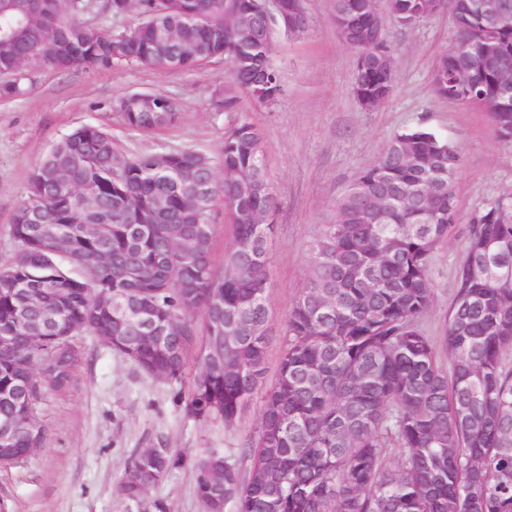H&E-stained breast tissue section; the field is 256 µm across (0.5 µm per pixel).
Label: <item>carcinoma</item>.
Returning a JSON list of instances; mask_svg holds the SVG:
<instances>
[{
    "mask_svg": "<svg viewBox=\"0 0 512 512\" xmlns=\"http://www.w3.org/2000/svg\"><path fill=\"white\" fill-rule=\"evenodd\" d=\"M17 2L0 15V74L23 77L20 62L43 47L50 55L42 69L58 72L124 64L191 70L221 57L232 68L216 109L239 111L241 92L269 104L282 91L264 40L238 24L255 0H109L111 15L136 14L119 33L82 22L86 0ZM440 11L450 13L454 34L432 72L436 94L495 99L512 72V27L488 38L467 0L390 3L403 24ZM333 22L357 53L356 99L387 101L392 41L363 37L373 21L360 0H335ZM120 116L149 131L178 114L155 94L149 109ZM490 118L511 146L512 101ZM159 155L179 177L155 168ZM220 156V180L196 149L120 158L106 129L85 125L32 171L9 226L15 252L0 263V336L14 341L0 356V424L10 425L0 465L43 447L37 401L44 387L69 384L79 358L73 338L89 332L153 378L182 380L195 354L185 410L228 430L260 396L245 467L215 450L193 462L206 512L229 503L235 512H512V279L477 270L492 256L512 262V192L476 210L444 333L427 336L419 318L432 302L435 255L455 228L454 182L436 188L423 214L398 205L377 214L368 195H397L443 171L454 176L460 152L422 127L395 134L319 226L306 283L283 325L277 376L266 385L273 225L252 216L272 213L277 202L261 132L239 120ZM218 199L235 205L220 276L211 260ZM145 311L148 335L138 326ZM183 461L168 448L140 450L117 495L144 512H169L149 492Z\"/></svg>",
    "mask_w": 512,
    "mask_h": 512,
    "instance_id": "obj_1",
    "label": "carcinoma"
}]
</instances>
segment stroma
Listing matches in <instances>:
<instances>
[{
    "label": "stroma",
    "instance_id": "stroma-1",
    "mask_svg": "<svg viewBox=\"0 0 512 512\" xmlns=\"http://www.w3.org/2000/svg\"><path fill=\"white\" fill-rule=\"evenodd\" d=\"M333 6L334 0H305L309 29L299 36L281 31L274 39L279 99L265 105L243 98L238 113L213 106L230 73L229 62L221 58L190 71L139 65L28 70L22 95H0V260L15 249L9 225L31 172L76 128H105L124 158L186 148L216 158L225 134L246 117L263 135L267 177L278 201L268 249L265 380L270 383L277 373L284 320L305 285L319 225L396 133L423 126L458 145L461 154L457 228L438 249L432 302L419 319L426 335H442L471 219L485 198L512 189V147L497 136L487 112L443 100L434 90L433 66L453 39L448 12L414 25L387 19V37L397 47L395 89L380 108L366 110L352 91L356 53L332 22ZM131 92L172 98L179 106L177 120L149 132L127 128L113 105ZM74 343L80 358L69 386L44 389L37 402L43 448L0 466V512H125L116 485L130 455L144 448H169L185 459L153 496L165 499L170 512H205L189 461L205 449L236 454L258 429L259 404H251L229 431L222 421L189 416L174 398L178 392L189 395L196 362H188L176 386L139 372L97 337L82 334Z\"/></svg>",
    "mask_w": 512,
    "mask_h": 512
}]
</instances>
